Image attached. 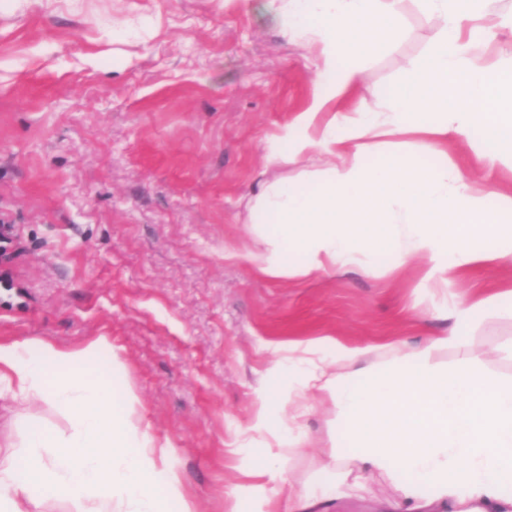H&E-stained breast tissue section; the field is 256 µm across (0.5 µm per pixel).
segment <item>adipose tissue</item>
Segmentation results:
<instances>
[{"mask_svg":"<svg viewBox=\"0 0 512 512\" xmlns=\"http://www.w3.org/2000/svg\"><path fill=\"white\" fill-rule=\"evenodd\" d=\"M402 0H252V8L288 40L316 47L315 86L303 110L267 148L268 166L309 156L326 169L315 190L283 180L257 185L250 222L263 247L249 261L269 277L307 276L364 265L385 241L391 267H419L423 287L445 291L456 322L500 304L501 296L448 293L471 267L512 260V192L482 178L512 158V55L493 59L490 35L505 20L492 0H420L443 22L408 83L388 107L344 103L358 84V64L390 46L402 25ZM479 136L470 171L448 164V146ZM409 138L432 159L397 151L370 155ZM111 344L78 350L39 341H0V395L46 400L64 409L72 431L34 429L18 454L0 456V512H34L48 498L78 512H196L168 449L135 415L132 390H116L96 367ZM461 354L440 369V352ZM286 390L268 388L254 402L250 431L271 438L242 468L226 512H276L272 492L287 485L297 512H313L381 476L395 490L381 512H512V379L484 371L466 337L435 336L398 355L392 344L349 345L334 338L299 341L272 366ZM338 413V439L316 479L288 482L286 463L304 452L300 437L271 433L274 410L300 422L317 403Z\"/></svg>","mask_w":512,"mask_h":512,"instance_id":"1","label":"adipose tissue"}]
</instances>
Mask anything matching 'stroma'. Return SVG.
<instances>
[{
	"instance_id": "obj_1",
	"label": "stroma",
	"mask_w": 512,
	"mask_h": 512,
	"mask_svg": "<svg viewBox=\"0 0 512 512\" xmlns=\"http://www.w3.org/2000/svg\"><path fill=\"white\" fill-rule=\"evenodd\" d=\"M394 44L361 65L347 101L384 107L439 23L402 4ZM314 52L244 0H0V221L11 224L0 341L76 349L106 338L113 379L169 446L197 512H225L262 454L251 437L262 373L289 342L334 338L400 350L458 330L482 366L512 378V305L457 327L416 269L377 251L365 267L269 279L247 202L270 140L307 101ZM512 289V261L449 285ZM332 405L301 424L305 481L323 458ZM69 427L48 402L0 399V444Z\"/></svg>"
}]
</instances>
